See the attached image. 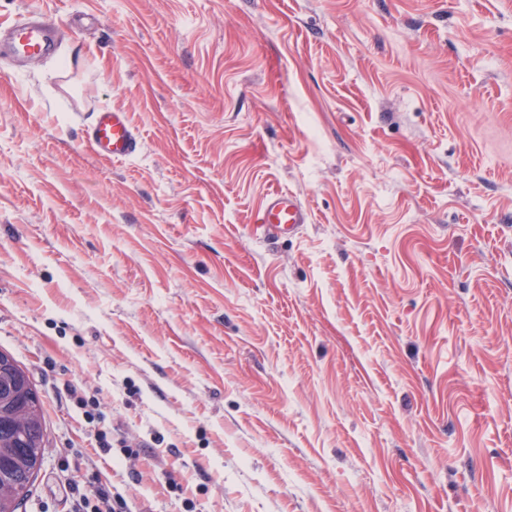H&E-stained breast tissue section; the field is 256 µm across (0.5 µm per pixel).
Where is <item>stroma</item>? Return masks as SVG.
<instances>
[{"label":"stroma","instance_id":"35a3bbf8","mask_svg":"<svg viewBox=\"0 0 512 512\" xmlns=\"http://www.w3.org/2000/svg\"><path fill=\"white\" fill-rule=\"evenodd\" d=\"M18 512H512V0H0ZM128 112L138 152L85 133ZM310 213L255 230L269 192ZM108 447H100L98 432ZM59 30L55 20L41 11L34 12L27 20L0 24V49L6 46L17 59L45 56L53 50ZM32 402L29 415L19 414L13 401L0 402V499L28 481L46 448L45 420L40 400Z\"/></svg>","mask_w":512,"mask_h":512}]
</instances>
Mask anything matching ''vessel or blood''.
Returning a JSON list of instances; mask_svg holds the SVG:
<instances>
[{
	"mask_svg": "<svg viewBox=\"0 0 512 512\" xmlns=\"http://www.w3.org/2000/svg\"><path fill=\"white\" fill-rule=\"evenodd\" d=\"M59 30L55 20L39 11L27 20L0 24V48H7L17 59L45 56L52 51ZM87 140L97 155L112 160L128 158L139 148L127 113L117 109L96 113ZM308 221L306 208L283 191L265 196L256 219L264 235L271 238L296 233Z\"/></svg>",
	"mask_w": 512,
	"mask_h": 512,
	"instance_id": "b4317fda",
	"label": "vessel or blood"
}]
</instances>
